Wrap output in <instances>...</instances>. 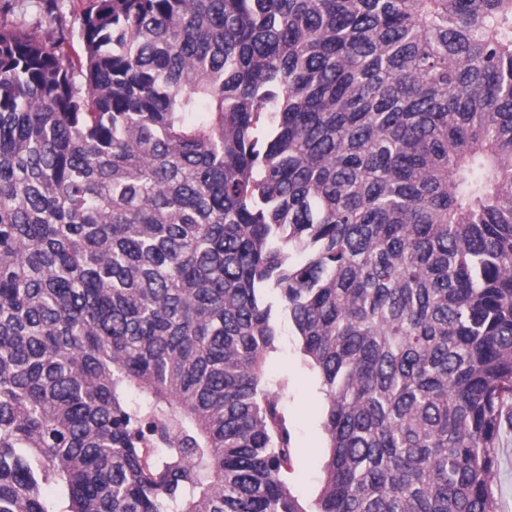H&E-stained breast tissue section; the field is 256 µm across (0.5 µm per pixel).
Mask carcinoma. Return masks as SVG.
<instances>
[{
	"instance_id": "cac0c4a2",
	"label": "carcinoma",
	"mask_w": 512,
	"mask_h": 512,
	"mask_svg": "<svg viewBox=\"0 0 512 512\" xmlns=\"http://www.w3.org/2000/svg\"><path fill=\"white\" fill-rule=\"evenodd\" d=\"M285 325L326 396L312 511ZM505 425L512 0L0 24V512H498ZM284 335L266 362V375L279 399L292 438L291 466L286 481L307 507L319 493L327 458V439L322 420L326 404L316 371L309 366L299 346Z\"/></svg>"
}]
</instances>
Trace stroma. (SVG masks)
<instances>
[{"mask_svg":"<svg viewBox=\"0 0 512 512\" xmlns=\"http://www.w3.org/2000/svg\"><path fill=\"white\" fill-rule=\"evenodd\" d=\"M266 375L279 399L292 438V460L286 481L305 506L319 493L327 458L322 420L326 404L316 371L292 336H282L266 362Z\"/></svg>","mask_w":512,"mask_h":512,"instance_id":"stroma-1","label":"stroma"}]
</instances>
